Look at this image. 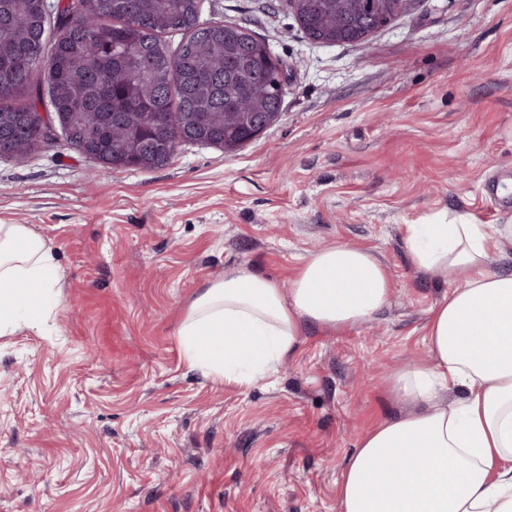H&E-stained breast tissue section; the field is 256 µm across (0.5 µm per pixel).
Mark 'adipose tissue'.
<instances>
[{
	"label": "adipose tissue",
	"mask_w": 512,
	"mask_h": 512,
	"mask_svg": "<svg viewBox=\"0 0 512 512\" xmlns=\"http://www.w3.org/2000/svg\"><path fill=\"white\" fill-rule=\"evenodd\" d=\"M411 264L454 277L433 308L430 360L389 380L406 412L367 430L338 483L339 512H512V267L490 268L512 249V222L408 224ZM51 245L24 224H0V336L34 326L58 299ZM385 266L344 243L311 253L289 290L251 267L225 270L200 288L177 336L188 367L247 384L293 355L308 332L352 329L382 311ZM453 406L431 405L438 391Z\"/></svg>",
	"instance_id": "adipose-tissue-1"
}]
</instances>
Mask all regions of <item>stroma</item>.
<instances>
[{
    "label": "stroma",
    "instance_id": "stroma-1",
    "mask_svg": "<svg viewBox=\"0 0 512 512\" xmlns=\"http://www.w3.org/2000/svg\"><path fill=\"white\" fill-rule=\"evenodd\" d=\"M285 65L277 121L235 153L181 146L113 170L55 145L0 160V222L50 242L59 302L0 337V512H338L346 457L401 405L386 378L426 358L449 282L404 227L503 224L512 181V0H409L353 44L310 41L284 0H204ZM373 250L393 284L363 326L318 331L249 384L189 370L197 292L247 265L281 287L314 249Z\"/></svg>",
    "mask_w": 512,
    "mask_h": 512
}]
</instances>
